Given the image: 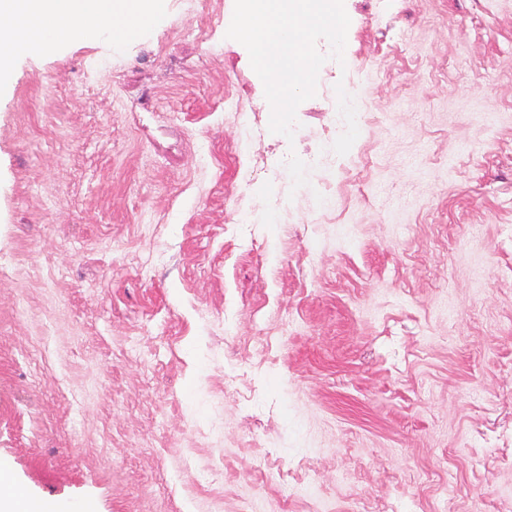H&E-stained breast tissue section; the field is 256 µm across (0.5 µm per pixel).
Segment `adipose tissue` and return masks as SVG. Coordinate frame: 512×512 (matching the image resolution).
I'll return each instance as SVG.
<instances>
[{
  "label": "adipose tissue",
  "mask_w": 512,
  "mask_h": 512,
  "mask_svg": "<svg viewBox=\"0 0 512 512\" xmlns=\"http://www.w3.org/2000/svg\"><path fill=\"white\" fill-rule=\"evenodd\" d=\"M166 8V0H0V85L10 82L15 57L40 54L75 34L91 39L105 31L123 43L159 22ZM343 22L336 0H298L293 12L280 0H245L238 34L253 46L256 67L273 76L271 98L292 99L308 90L310 68L302 57L285 64L286 51L303 44L310 29Z\"/></svg>",
  "instance_id": "ef3b65f1"
}]
</instances>
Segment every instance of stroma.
<instances>
[{
	"label": "stroma",
	"mask_w": 512,
	"mask_h": 512,
	"mask_svg": "<svg viewBox=\"0 0 512 512\" xmlns=\"http://www.w3.org/2000/svg\"><path fill=\"white\" fill-rule=\"evenodd\" d=\"M339 4L288 112L240 0L16 59L0 459L31 496L512 512V0Z\"/></svg>",
	"instance_id": "1"
}]
</instances>
